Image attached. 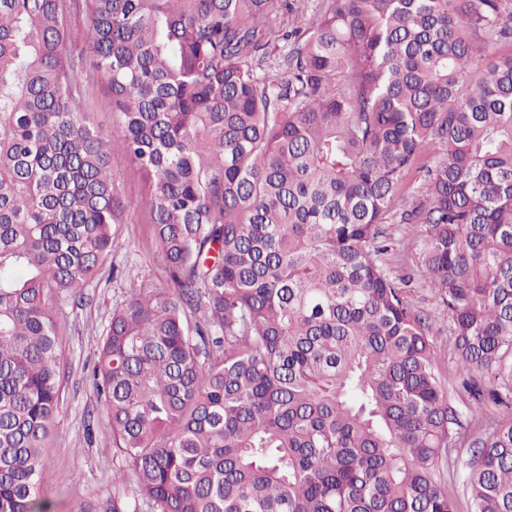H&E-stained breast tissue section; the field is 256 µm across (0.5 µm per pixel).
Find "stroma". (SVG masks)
Instances as JSON below:
<instances>
[{"label":"stroma","instance_id":"1","mask_svg":"<svg viewBox=\"0 0 512 512\" xmlns=\"http://www.w3.org/2000/svg\"><path fill=\"white\" fill-rule=\"evenodd\" d=\"M111 152L129 207L125 222L119 227L124 245L109 261L120 267H135L156 283L166 282L167 273L153 244L143 175L125 159L121 143H113ZM424 189L422 179L410 176L404 200L394 206L385 225L391 235L403 242L412 244L421 239L422 225L403 223L401 214L412 201L421 198ZM385 266L393 277L406 280L415 308L429 316V334L438 351L444 352L448 316L428 298L416 264L391 255L386 257ZM127 288L125 282L101 279L85 289L83 299L66 310L60 320L63 398L57 423L44 449V464L50 475L45 495L52 503V512H112L113 497L125 491L124 486L112 481V473L121 467L122 460L112 446L111 423L104 402L97 395L92 369L112 308L122 301Z\"/></svg>","mask_w":512,"mask_h":512}]
</instances>
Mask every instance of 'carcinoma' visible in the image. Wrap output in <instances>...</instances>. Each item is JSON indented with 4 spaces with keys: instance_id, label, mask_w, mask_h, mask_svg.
I'll return each instance as SVG.
<instances>
[{
    "instance_id": "obj_1",
    "label": "carcinoma",
    "mask_w": 512,
    "mask_h": 512,
    "mask_svg": "<svg viewBox=\"0 0 512 512\" xmlns=\"http://www.w3.org/2000/svg\"><path fill=\"white\" fill-rule=\"evenodd\" d=\"M0 0V512H50L57 315L122 247L110 140L169 283L112 308L93 377L112 512H456L458 423L384 256L421 154L418 260L484 431L470 512H512V14L505 0ZM85 16L72 36L68 19ZM282 53L284 72L262 63ZM104 77L111 134L90 120Z\"/></svg>"
}]
</instances>
